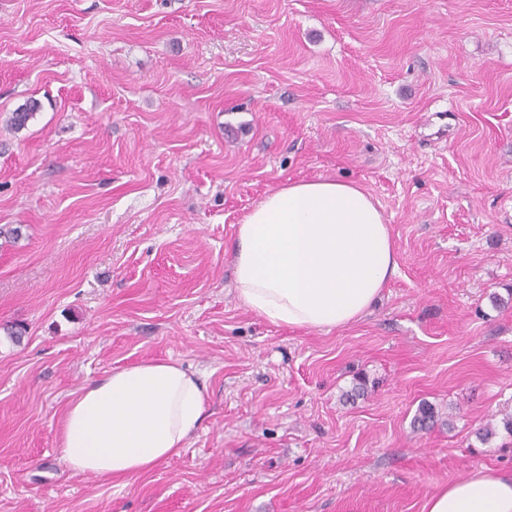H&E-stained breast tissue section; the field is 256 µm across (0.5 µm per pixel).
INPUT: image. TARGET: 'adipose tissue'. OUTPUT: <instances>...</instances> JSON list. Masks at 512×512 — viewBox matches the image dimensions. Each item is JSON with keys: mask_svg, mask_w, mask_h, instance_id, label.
<instances>
[{"mask_svg": "<svg viewBox=\"0 0 512 512\" xmlns=\"http://www.w3.org/2000/svg\"><path fill=\"white\" fill-rule=\"evenodd\" d=\"M231 255L241 305L307 330L361 320L398 271L391 226L372 196L328 178L268 193L238 224ZM205 399L199 378L174 361L112 371L68 404L61 457L79 475L131 480L188 448ZM424 512H512V472L477 470L431 493Z\"/></svg>", "mask_w": 512, "mask_h": 512, "instance_id": "obj_1", "label": "adipose tissue"}]
</instances>
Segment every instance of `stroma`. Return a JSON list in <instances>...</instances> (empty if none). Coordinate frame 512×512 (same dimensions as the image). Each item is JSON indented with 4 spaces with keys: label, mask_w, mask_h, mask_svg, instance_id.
<instances>
[{
    "label": "stroma",
    "mask_w": 512,
    "mask_h": 512,
    "mask_svg": "<svg viewBox=\"0 0 512 512\" xmlns=\"http://www.w3.org/2000/svg\"><path fill=\"white\" fill-rule=\"evenodd\" d=\"M317 178L380 202L399 266L328 332L248 311L230 254L268 192ZM15 227L0 512H422L512 470V0H0ZM168 360L207 388L189 448L125 486L73 474L69 401ZM424 402L445 422L416 432Z\"/></svg>",
    "instance_id": "35a3bbf8"
}]
</instances>
